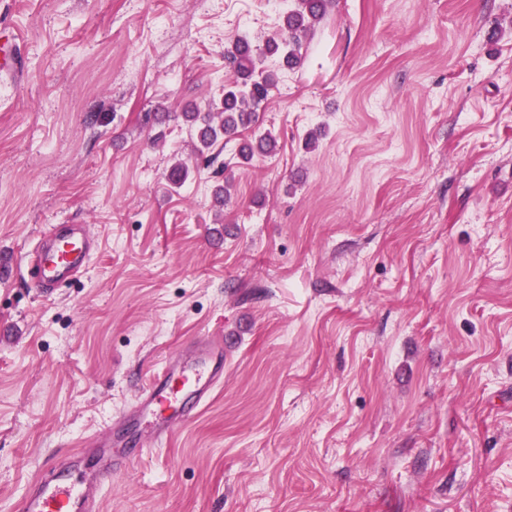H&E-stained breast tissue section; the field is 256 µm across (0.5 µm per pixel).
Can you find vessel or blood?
Segmentation results:
<instances>
[{"instance_id":"obj_1","label":"vessel or blood","mask_w":512,"mask_h":512,"mask_svg":"<svg viewBox=\"0 0 512 512\" xmlns=\"http://www.w3.org/2000/svg\"><path fill=\"white\" fill-rule=\"evenodd\" d=\"M23 40L18 32L0 33V75L12 78L22 70ZM94 237L85 225L58 224L46 247L32 258L40 287L51 288L65 275L85 267ZM190 361L174 357L142 385L135 401L132 432L127 442L136 453L162 445L177 428L189 424L224 381V354L205 336L189 343ZM95 465L80 456L44 468L16 506L17 512H99L106 478L126 469L128 460L112 452L108 435L96 439Z\"/></svg>"}]
</instances>
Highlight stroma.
<instances>
[{
    "label": "stroma",
    "instance_id": "1",
    "mask_svg": "<svg viewBox=\"0 0 512 512\" xmlns=\"http://www.w3.org/2000/svg\"><path fill=\"white\" fill-rule=\"evenodd\" d=\"M281 16L0 0L25 35L0 95V512L195 336L234 340L223 385L101 512H512V0H333L259 112L277 153L223 150L219 217L180 114ZM52 224L101 247L46 296Z\"/></svg>",
    "mask_w": 512,
    "mask_h": 512
}]
</instances>
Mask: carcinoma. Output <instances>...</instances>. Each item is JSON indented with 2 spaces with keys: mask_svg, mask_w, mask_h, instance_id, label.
Returning <instances> with one entry per match:
<instances>
[{
  "mask_svg": "<svg viewBox=\"0 0 512 512\" xmlns=\"http://www.w3.org/2000/svg\"><path fill=\"white\" fill-rule=\"evenodd\" d=\"M331 0H293L292 7L282 17L278 33L268 37L263 46H255L245 36L237 38L224 52V61L235 72L236 79L224 89L217 109L220 124L213 123V112L201 111L189 104L181 113L183 122L194 132L199 144V156L205 166L214 168V174L224 172L220 153L211 152L219 141L235 142L237 163L248 165L258 156H270L277 150L278 141L272 132L256 135L251 140L237 141L241 132L255 126L258 110L277 86L276 74L263 68L264 60L276 57L284 68L300 64L296 52L302 38L328 12Z\"/></svg>",
  "mask_w": 512,
  "mask_h": 512,
  "instance_id": "cac0c4a2",
  "label": "carcinoma"
}]
</instances>
